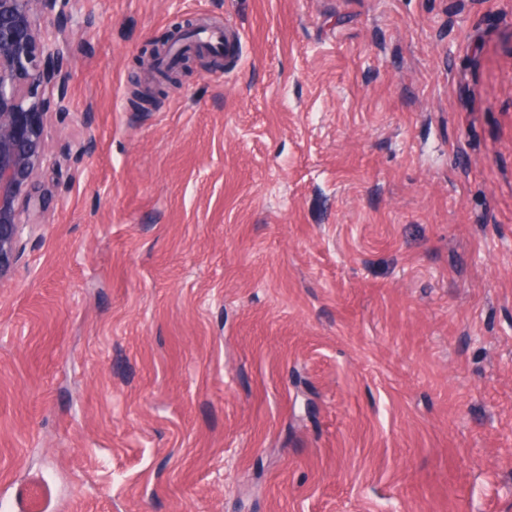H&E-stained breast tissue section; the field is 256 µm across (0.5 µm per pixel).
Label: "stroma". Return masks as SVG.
<instances>
[{"mask_svg":"<svg viewBox=\"0 0 512 512\" xmlns=\"http://www.w3.org/2000/svg\"><path fill=\"white\" fill-rule=\"evenodd\" d=\"M177 14L236 59L134 109ZM72 27L0 285V512H512V0Z\"/></svg>","mask_w":512,"mask_h":512,"instance_id":"stroma-1","label":"stroma"}]
</instances>
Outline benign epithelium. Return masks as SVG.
I'll return each instance as SVG.
<instances>
[{"label":"benign epithelium","instance_id":"7a95c632","mask_svg":"<svg viewBox=\"0 0 512 512\" xmlns=\"http://www.w3.org/2000/svg\"><path fill=\"white\" fill-rule=\"evenodd\" d=\"M81 2L0 0V283L11 278L24 236L43 228L29 216L46 204L38 176L50 166H60L51 157L46 129L52 115L67 111L68 24ZM187 29L204 33L209 26L177 24L165 42L144 54L147 66L156 68L161 52ZM186 56L207 57L220 67L224 52H214L202 42ZM54 88L55 97L48 94Z\"/></svg>","mask_w":512,"mask_h":512}]
</instances>
